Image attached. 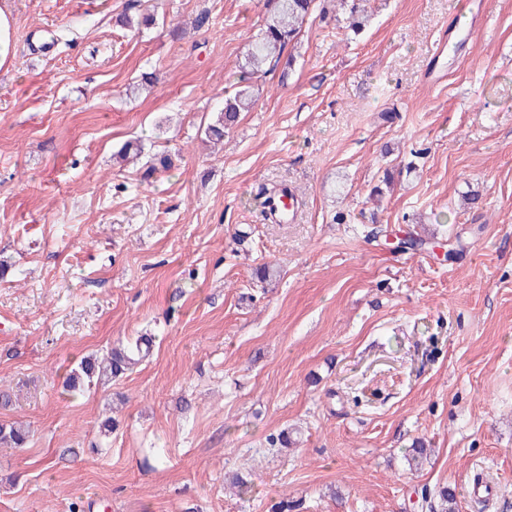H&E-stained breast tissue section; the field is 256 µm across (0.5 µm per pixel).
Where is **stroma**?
<instances>
[{
  "mask_svg": "<svg viewBox=\"0 0 512 512\" xmlns=\"http://www.w3.org/2000/svg\"><path fill=\"white\" fill-rule=\"evenodd\" d=\"M4 6L0 422L30 437L0 448V512H423L443 488L456 512H512V0H370L358 35L311 19L219 145L204 129L264 0ZM136 139L173 167L121 163ZM282 186L291 224L261 205ZM375 224L455 255L368 241ZM142 335L133 373L66 389ZM485 467L487 506L467 496ZM15 57L12 14L0 8V69L10 70Z\"/></svg>",
  "mask_w": 512,
  "mask_h": 512,
  "instance_id": "35a3bbf8",
  "label": "stroma"
}]
</instances>
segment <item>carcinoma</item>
<instances>
[{
	"instance_id": "carcinoma-1",
	"label": "carcinoma",
	"mask_w": 512,
	"mask_h": 512,
	"mask_svg": "<svg viewBox=\"0 0 512 512\" xmlns=\"http://www.w3.org/2000/svg\"><path fill=\"white\" fill-rule=\"evenodd\" d=\"M368 0H337L340 7H349V28L357 33L367 21L365 3ZM267 11L260 33L250 44L244 62L239 65L240 82L234 95L224 99V108L214 123L204 131L209 141H220L225 131L231 129L239 114L249 111L255 103V93L250 80L253 75L266 69L283 65L281 81H286L292 63V56H284L288 46L298 36L314 11L321 18H327L324 0H266ZM426 245L425 239L413 233L398 239L396 248L403 252L418 251ZM152 339L141 336L134 343L119 344L106 354H91L73 367L66 377L65 385L71 392L83 391L92 386H102L133 371L150 355ZM28 432L12 423L0 424V447L20 448L26 444ZM431 512H454V495L449 490L439 493V502L424 499Z\"/></svg>"
}]
</instances>
